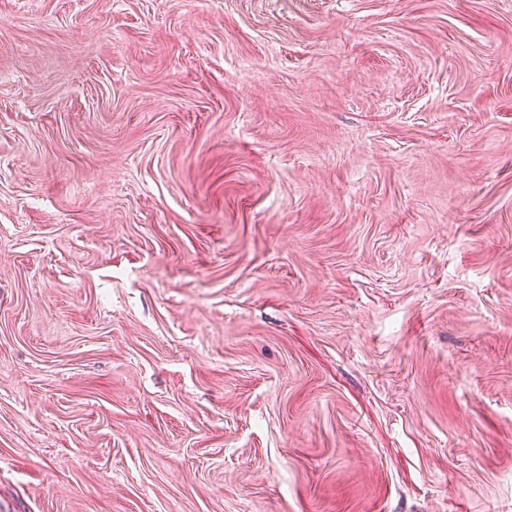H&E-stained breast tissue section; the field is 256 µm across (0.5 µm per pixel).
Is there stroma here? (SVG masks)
<instances>
[{"label":"stroma","mask_w":512,"mask_h":512,"mask_svg":"<svg viewBox=\"0 0 512 512\" xmlns=\"http://www.w3.org/2000/svg\"><path fill=\"white\" fill-rule=\"evenodd\" d=\"M0 512H512V0H0Z\"/></svg>","instance_id":"35a3bbf8"}]
</instances>
